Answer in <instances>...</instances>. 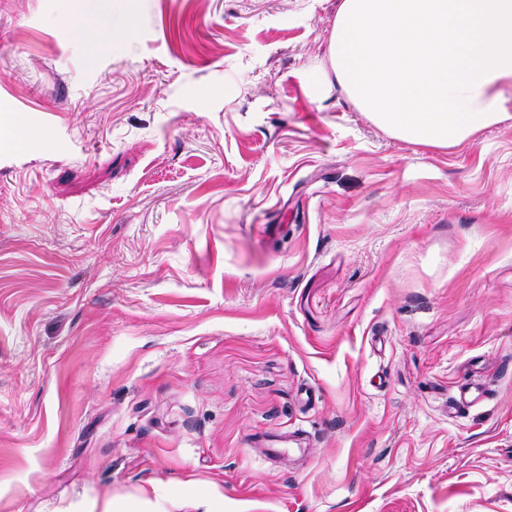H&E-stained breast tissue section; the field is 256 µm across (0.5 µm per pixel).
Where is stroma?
<instances>
[{
    "label": "stroma",
    "mask_w": 512,
    "mask_h": 512,
    "mask_svg": "<svg viewBox=\"0 0 512 512\" xmlns=\"http://www.w3.org/2000/svg\"><path fill=\"white\" fill-rule=\"evenodd\" d=\"M340 0H0V512H512V117L409 142ZM74 28L86 34L94 49L105 48L112 44V28L91 13L82 9H74L69 16Z\"/></svg>",
    "instance_id": "35a3bbf8"
}]
</instances>
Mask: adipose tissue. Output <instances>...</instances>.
<instances>
[{
	"label": "adipose tissue",
	"mask_w": 512,
	"mask_h": 512,
	"mask_svg": "<svg viewBox=\"0 0 512 512\" xmlns=\"http://www.w3.org/2000/svg\"><path fill=\"white\" fill-rule=\"evenodd\" d=\"M337 81L395 135L452 147L512 101V0H341Z\"/></svg>",
	"instance_id": "ef3b65f1"
}]
</instances>
